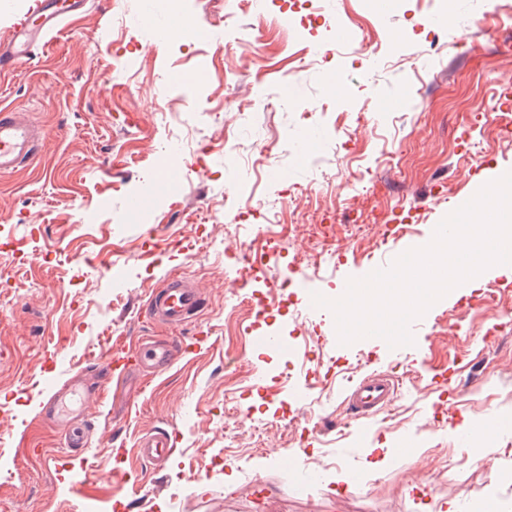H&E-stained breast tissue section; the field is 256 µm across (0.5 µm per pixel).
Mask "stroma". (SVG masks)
Returning <instances> with one entry per match:
<instances>
[{"label": "stroma", "mask_w": 512, "mask_h": 512, "mask_svg": "<svg viewBox=\"0 0 512 512\" xmlns=\"http://www.w3.org/2000/svg\"><path fill=\"white\" fill-rule=\"evenodd\" d=\"M446 4L318 0L305 28L285 0H155L177 30L157 41L138 24L144 0H91L0 71V106L42 135L37 164L0 176V512H474L488 496L512 512V266L437 301L411 346L339 344L332 312L309 307L512 171V141L484 117L512 113L496 83L512 72V16L484 29L488 0ZM163 178L172 189L127 217ZM273 245L259 320L226 256ZM174 271L204 298L179 330L146 310ZM266 333L286 351L260 347ZM175 335L186 350L165 373L108 379L91 401L85 469L45 466L67 453L39 415L46 390L92 373L107 338ZM373 371L403 381L386 411L354 419L347 389ZM158 428L176 441L164 469L119 454ZM381 446L393 454L375 469ZM341 471L353 480L336 491Z\"/></svg>", "instance_id": "1"}]
</instances>
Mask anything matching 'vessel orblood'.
I'll return each instance as SVG.
<instances>
[{
  "label": "vessel or blood",
  "mask_w": 512,
  "mask_h": 512,
  "mask_svg": "<svg viewBox=\"0 0 512 512\" xmlns=\"http://www.w3.org/2000/svg\"><path fill=\"white\" fill-rule=\"evenodd\" d=\"M88 0H61L55 8H48L45 0H34L33 6L18 19L6 54L12 58L28 57L33 43L44 40L62 24L67 14L85 9ZM40 131L21 109L0 110V175L13 173L35 162ZM202 295L197 285L187 276L175 273L166 276L152 289L147 309L153 319L170 328L191 323L201 306ZM182 339L173 337L149 347L132 346L137 367L151 371L165 369L182 351ZM397 387L393 379L370 373L353 383L347 400L359 419H370L386 409L392 402ZM92 384L87 377H73L62 386L47 392L40 403L43 420L53 426L67 427L66 441L72 454L55 458L56 467H85L86 459L79 449L83 447V434L76 428L92 395ZM175 438L167 430L146 432L136 442V453L147 462L158 465L174 453Z\"/></svg>",
  "instance_id": "1"
}]
</instances>
